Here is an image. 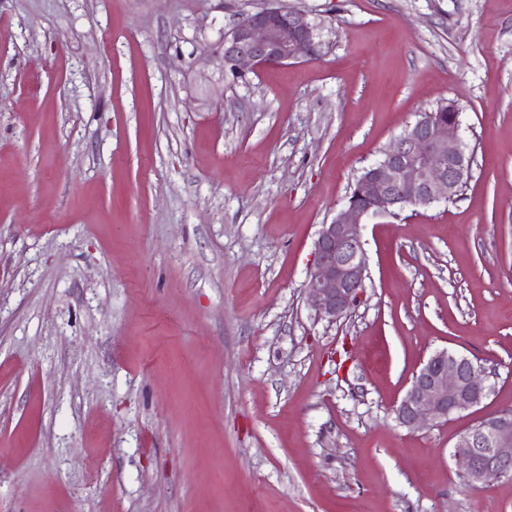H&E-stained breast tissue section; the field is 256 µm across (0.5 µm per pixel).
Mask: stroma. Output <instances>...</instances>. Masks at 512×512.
<instances>
[{"mask_svg":"<svg viewBox=\"0 0 512 512\" xmlns=\"http://www.w3.org/2000/svg\"><path fill=\"white\" fill-rule=\"evenodd\" d=\"M284 2L319 53L238 78L263 0H0V512H512L452 457L512 409V0ZM448 101L466 187L363 218L315 317L321 226ZM442 349L488 397L401 427Z\"/></svg>","mask_w":512,"mask_h":512,"instance_id":"1","label":"stroma"}]
</instances>
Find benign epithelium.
Here are the masks:
<instances>
[{
    "label": "benign epithelium",
    "instance_id": "benign-epithelium-1",
    "mask_svg": "<svg viewBox=\"0 0 512 512\" xmlns=\"http://www.w3.org/2000/svg\"><path fill=\"white\" fill-rule=\"evenodd\" d=\"M317 26L281 0L240 14L221 38L222 60L242 75L285 66L318 53ZM471 156L460 136L459 121L422 116L365 169L362 192L324 224L314 243L315 264L305 284V300L319 319L334 321L358 301L367 272L361 234L365 216L392 214L406 206L427 207L450 201L471 173ZM469 357L437 351L416 371L396 406L400 426L416 431L470 410L489 395ZM453 457L471 486L512 477V410L483 417L461 434Z\"/></svg>",
    "mask_w": 512,
    "mask_h": 512
}]
</instances>
